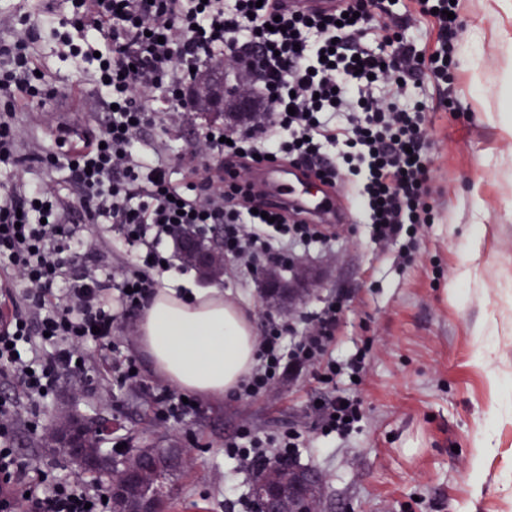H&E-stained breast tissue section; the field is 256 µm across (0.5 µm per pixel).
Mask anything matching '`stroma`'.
<instances>
[{
	"instance_id": "35a3bbf8",
	"label": "stroma",
	"mask_w": 512,
	"mask_h": 512,
	"mask_svg": "<svg viewBox=\"0 0 512 512\" xmlns=\"http://www.w3.org/2000/svg\"><path fill=\"white\" fill-rule=\"evenodd\" d=\"M454 44V80L424 83L418 93L428 104L433 218L414 241L376 243L340 184L334 195L348 221L334 225L329 248L302 256L297 271H276L285 281L300 276L304 292L265 296L261 274L236 272L229 260L215 283L248 303L256 328L288 316L294 339L311 312L348 294L327 356H364L361 384H338L363 402L349 433L316 431L310 406L325 391L319 370L292 364L269 392L205 399L190 419L159 424L143 387L117 386L104 369L107 351L92 343L91 384L60 380L41 406L42 427L108 412L118 426L102 440L103 453L151 441L190 448L193 463L168 512H251L253 474L224 455L225 439L245 426L263 437L302 432L295 458L322 474L327 512H512V117L501 110L512 93V0H460ZM34 54L60 92L62 120L75 135L90 130L91 106L54 37L42 35ZM444 98L453 111L440 107ZM18 118L28 132L20 149L27 181L64 183L63 168L35 161L55 147L51 126L34 112ZM213 121L184 116L166 143L173 179L191 167V143Z\"/></svg>"
}]
</instances>
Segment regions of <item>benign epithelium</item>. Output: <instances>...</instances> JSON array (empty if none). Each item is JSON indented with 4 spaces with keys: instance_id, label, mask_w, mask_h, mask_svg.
<instances>
[{
    "instance_id": "1",
    "label": "benign epithelium",
    "mask_w": 512,
    "mask_h": 512,
    "mask_svg": "<svg viewBox=\"0 0 512 512\" xmlns=\"http://www.w3.org/2000/svg\"><path fill=\"white\" fill-rule=\"evenodd\" d=\"M184 255L191 258L205 273L217 277L222 273L224 255L199 245L189 235L182 239ZM112 425L102 419L87 422L79 419L65 427L49 431V440L66 450L82 470L93 469L102 473L107 495L112 504L135 499L130 509H113V512H165L172 489L156 484L157 471L164 464L176 461L181 467L191 462L186 448H156L148 445L136 452L115 460L107 454L90 455L84 441L91 435L99 437L110 432ZM323 478L314 470H305L291 482L276 478L262 479L250 488L252 512H326L319 494L307 495V488H316Z\"/></svg>"
}]
</instances>
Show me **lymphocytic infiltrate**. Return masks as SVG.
Returning <instances> with one entry per match:
<instances>
[{"instance_id": "f902f5d3", "label": "lymphocytic infiltrate", "mask_w": 512, "mask_h": 512, "mask_svg": "<svg viewBox=\"0 0 512 512\" xmlns=\"http://www.w3.org/2000/svg\"><path fill=\"white\" fill-rule=\"evenodd\" d=\"M77 39L61 52L76 74L99 60L89 98L99 117L79 142L57 123V151L45 162L67 170L65 184L26 182L18 156L20 112L44 111L57 91L41 75L32 45L55 14L17 15L10 40L0 41V164L12 168L0 185V378L15 381L26 405L0 398V512H112L100 492L73 474L25 463L15 448L18 425L38 430V408L61 377L87 381L83 347L111 346L120 323L134 324L164 272V248L180 230H220V247L248 269L278 264L287 249L327 243L322 225L290 218L270 204L242 170L263 156L301 168L333 187L353 177L351 200L376 240L414 237L428 223L425 116L402 108L409 79H447L454 64L456 20L450 0H414V14L434 22L440 47L420 57L405 38L409 17L385 0H339L334 11L288 10L283 0H71ZM354 14V22L343 14ZM381 29L385 50L366 37ZM242 66L229 76L254 109L224 127L202 130L188 179L175 181L146 137L169 134L179 114L195 111L191 86L229 55ZM69 198H62V188ZM117 228L134 261L98 275L72 258L111 251L97 225ZM349 297L340 293L309 318L305 334L285 345L283 322L266 323L258 363L240 392L254 396L278 380L283 361L322 362ZM361 417L359 399L334 394L314 407L322 434H344ZM301 434L274 442L241 429L224 442L242 464L265 458L267 445L289 457Z\"/></svg>"}]
</instances>
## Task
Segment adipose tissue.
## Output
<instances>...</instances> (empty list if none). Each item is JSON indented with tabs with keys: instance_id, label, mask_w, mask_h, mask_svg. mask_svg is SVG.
Masks as SVG:
<instances>
[{
	"instance_id": "ef3b65f1",
	"label": "adipose tissue",
	"mask_w": 512,
	"mask_h": 512,
	"mask_svg": "<svg viewBox=\"0 0 512 512\" xmlns=\"http://www.w3.org/2000/svg\"><path fill=\"white\" fill-rule=\"evenodd\" d=\"M137 345L155 376L208 399L237 390L257 362L255 326L221 291L163 288L140 315Z\"/></svg>"
}]
</instances>
